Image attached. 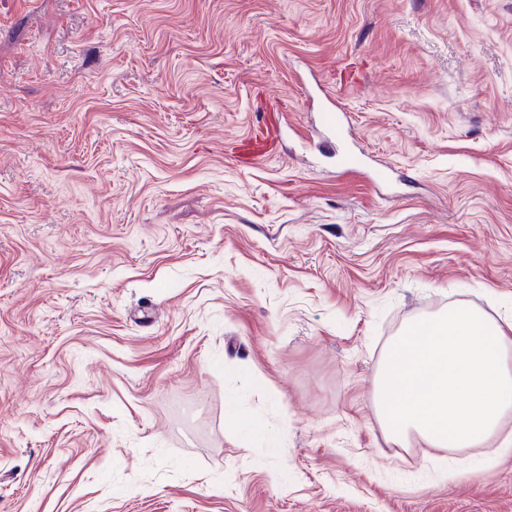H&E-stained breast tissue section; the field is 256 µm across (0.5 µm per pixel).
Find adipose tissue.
Returning a JSON list of instances; mask_svg holds the SVG:
<instances>
[{
	"label": "adipose tissue",
	"mask_w": 512,
	"mask_h": 512,
	"mask_svg": "<svg viewBox=\"0 0 512 512\" xmlns=\"http://www.w3.org/2000/svg\"><path fill=\"white\" fill-rule=\"evenodd\" d=\"M372 387L392 441L482 447L512 408V321L462 306L411 321L387 346Z\"/></svg>",
	"instance_id": "1"
}]
</instances>
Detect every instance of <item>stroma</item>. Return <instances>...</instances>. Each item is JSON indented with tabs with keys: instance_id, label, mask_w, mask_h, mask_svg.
Listing matches in <instances>:
<instances>
[{
	"instance_id": "35a3bbf8",
	"label": "stroma",
	"mask_w": 512,
	"mask_h": 512,
	"mask_svg": "<svg viewBox=\"0 0 512 512\" xmlns=\"http://www.w3.org/2000/svg\"><path fill=\"white\" fill-rule=\"evenodd\" d=\"M452 304L512 319V0H0V512H512L373 402ZM321 120L324 128L333 136L343 135L347 132V114L340 106L335 103L330 105L322 112Z\"/></svg>"
}]
</instances>
